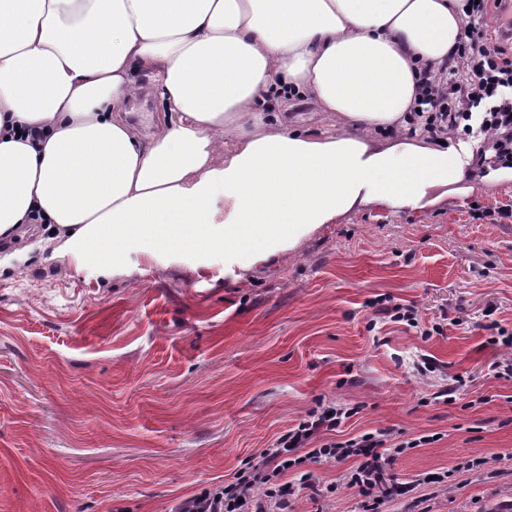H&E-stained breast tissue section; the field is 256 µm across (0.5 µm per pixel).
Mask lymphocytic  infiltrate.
<instances>
[{
    "mask_svg": "<svg viewBox=\"0 0 512 512\" xmlns=\"http://www.w3.org/2000/svg\"><path fill=\"white\" fill-rule=\"evenodd\" d=\"M464 3V32L454 61L436 74L423 70L409 130L456 136L479 121L485 135L479 163L512 167V22L492 19L490 0ZM354 414V409L318 402L230 482L202 490L171 512H288L301 490L318 489L310 465L346 461L354 467L344 483L355 490L361 512H379L385 501L412 496L414 484L397 481L393 469L401 455L432 443V436L397 441L392 430L378 429L337 440L336 430ZM294 468L300 475L293 484L286 476Z\"/></svg>",
    "mask_w": 512,
    "mask_h": 512,
    "instance_id": "f902f5d3",
    "label": "lymphocytic infiltrate"
}]
</instances>
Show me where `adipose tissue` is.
Wrapping results in <instances>:
<instances>
[{
    "label": "adipose tissue",
    "mask_w": 512,
    "mask_h": 512,
    "mask_svg": "<svg viewBox=\"0 0 512 512\" xmlns=\"http://www.w3.org/2000/svg\"><path fill=\"white\" fill-rule=\"evenodd\" d=\"M462 32L458 0H0V239L38 213L80 272L246 270L358 208L449 201L470 143L406 117ZM302 103L333 122L289 129ZM159 109V99L154 94L143 95L128 105L129 119L138 127L147 129Z\"/></svg>",
    "instance_id": "ef3b65f1"
}]
</instances>
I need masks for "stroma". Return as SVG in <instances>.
Instances as JSON below:
<instances>
[{
  "label": "stroma",
  "mask_w": 512,
  "mask_h": 512,
  "mask_svg": "<svg viewBox=\"0 0 512 512\" xmlns=\"http://www.w3.org/2000/svg\"><path fill=\"white\" fill-rule=\"evenodd\" d=\"M469 185L451 207L360 209L231 273L139 255L127 274H80L31 225L0 264V512H170L321 400L358 407L342 439L433 436L395 466L412 497L382 512L512 504V380L492 373L512 350L487 329L512 333V224L471 216L512 180ZM383 294L451 323L423 339L375 312ZM455 375L453 401L437 398ZM351 467L313 466L320 495L288 512H358ZM449 468L447 486L420 484Z\"/></svg>",
  "instance_id": "35a3bbf8"
}]
</instances>
